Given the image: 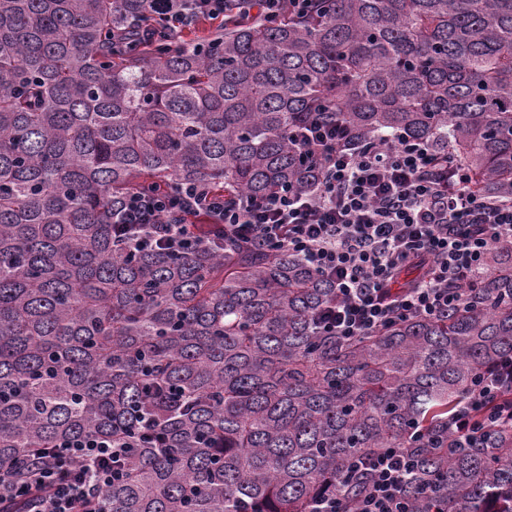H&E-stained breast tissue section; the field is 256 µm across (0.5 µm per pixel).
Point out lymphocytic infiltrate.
<instances>
[{
	"label": "lymphocytic infiltrate",
	"mask_w": 512,
	"mask_h": 512,
	"mask_svg": "<svg viewBox=\"0 0 512 512\" xmlns=\"http://www.w3.org/2000/svg\"><path fill=\"white\" fill-rule=\"evenodd\" d=\"M311 6V0H190L186 6L149 0L170 29L182 32L253 12L269 20L287 10L305 14ZM297 143L317 160L309 188L236 199L193 186L177 197L136 193L116 213V238L139 251L189 254L201 241L182 215L205 212L225 235L278 247L326 278L335 298L314 322L341 340L369 335L398 318L446 313L492 249L512 255V201L475 191L465 168L437 157L426 142L402 133L358 147L349 128L315 119L302 126ZM406 264L420 266L423 276L395 289L394 274ZM481 422L512 428V357L476 378L450 425L467 438ZM112 454L108 439L60 445L25 482H0V505L35 488L29 512H99V492L112 482ZM351 466L372 475L357 512H408V451L385 448Z\"/></svg>",
	"instance_id": "f902f5d3"
}]
</instances>
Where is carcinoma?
<instances>
[{
  "label": "carcinoma",
  "mask_w": 512,
  "mask_h": 512,
  "mask_svg": "<svg viewBox=\"0 0 512 512\" xmlns=\"http://www.w3.org/2000/svg\"><path fill=\"white\" fill-rule=\"evenodd\" d=\"M147 5L0 0V478L110 438L100 512H313L325 487L356 512L370 473L345 464L406 448L410 512H512V429L459 448L448 428L512 355L511 257L447 313L341 342L314 323L335 289L297 257L214 224L191 254L112 236L136 192L302 187L317 115L424 140L511 198L512 0H314L203 42L143 39Z\"/></svg>",
  "instance_id": "1"
}]
</instances>
